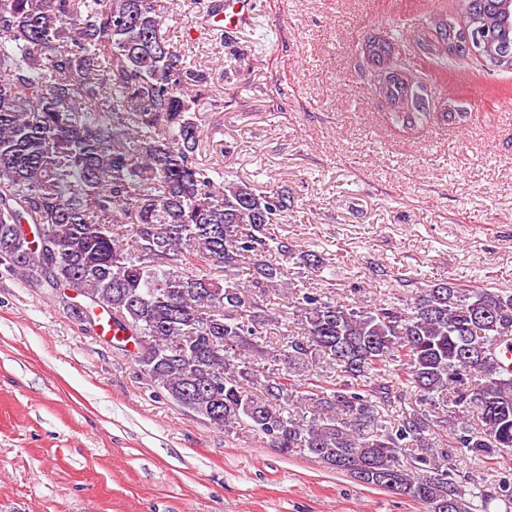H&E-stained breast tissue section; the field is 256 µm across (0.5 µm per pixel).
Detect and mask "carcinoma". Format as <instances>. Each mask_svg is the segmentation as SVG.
<instances>
[{
  "instance_id": "cac0c4a2",
  "label": "carcinoma",
  "mask_w": 512,
  "mask_h": 512,
  "mask_svg": "<svg viewBox=\"0 0 512 512\" xmlns=\"http://www.w3.org/2000/svg\"><path fill=\"white\" fill-rule=\"evenodd\" d=\"M504 2L456 6L488 26L482 59L511 71ZM162 24L155 0H0V265L75 292V316L107 320L150 384L212 426L247 424L428 512H471L448 449L512 456V373L492 353L512 338V291L413 278L412 302L355 308L293 283L284 261L321 273L325 259L272 232L288 188L219 183L198 159L204 77ZM423 28L425 54L448 59V18ZM392 49L372 35L362 56L392 122L418 131L435 113ZM271 326L280 347L261 367ZM320 359L342 379L310 377Z\"/></svg>"
}]
</instances>
